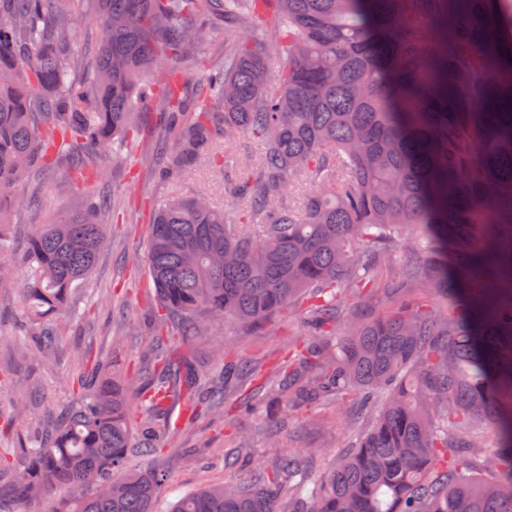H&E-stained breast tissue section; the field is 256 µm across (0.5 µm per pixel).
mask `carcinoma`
I'll use <instances>...</instances> for the list:
<instances>
[{
	"label": "carcinoma",
	"mask_w": 512,
	"mask_h": 512,
	"mask_svg": "<svg viewBox=\"0 0 512 512\" xmlns=\"http://www.w3.org/2000/svg\"><path fill=\"white\" fill-rule=\"evenodd\" d=\"M97 2L95 53L78 58L66 31L86 0H0V288L45 171L71 192L100 170L89 150L117 159L138 141L141 112L164 117L150 132L160 181L192 175L219 136L261 152L224 178V208L196 195L154 211L138 418L132 382L91 373L49 439L0 451V512L57 488L48 512H157L162 475L130 452L172 453L181 404L190 420L224 409V393L202 394L197 343L216 320L249 330L297 313L305 331L264 398L287 414L345 406L358 443L313 476L275 440L277 418L248 481L171 512H512V294L489 290L512 284V0ZM219 23L220 58L197 56ZM193 57L205 79L190 92ZM110 212L92 201L31 225L23 301L45 359ZM389 253L408 259L381 288ZM419 280L434 297L408 293ZM232 378L261 370L232 358ZM363 408L376 411L365 430Z\"/></svg>",
	"instance_id": "carcinoma-1"
}]
</instances>
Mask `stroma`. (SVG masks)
I'll return each mask as SVG.
<instances>
[{"mask_svg": "<svg viewBox=\"0 0 512 512\" xmlns=\"http://www.w3.org/2000/svg\"><path fill=\"white\" fill-rule=\"evenodd\" d=\"M151 164L149 142L141 140L127 162L116 164L111 156H103L101 179L63 197L46 190L36 208L21 216V223L39 222L62 208H82L89 197L112 187L124 198V211L111 236V246L81 285L80 311L55 320L61 338L45 362L24 363L18 357L19 349L31 341V327L20 288L27 268L26 243L21 238L14 243L10 260L13 280L10 287L0 288V447L28 444L40 436L63 407L83 394L80 378L91 373L96 364L116 362L124 376L137 369L140 350L149 337L143 317L152 293L143 268L137 267L134 258L145 250L151 206L174 196L202 192L215 207L224 205V175L209 163H201L193 175L178 182L150 178ZM301 329L295 319L245 333L236 321H220L215 325V336L196 347L198 367L207 374L209 384H223L221 353L226 350L273 374L278 359L288 351L290 333ZM238 401V392L228 389L223 412L203 413L183 425L172 440L173 455L152 461L132 457V465L149 464L165 474L161 488L164 501L174 502L206 484L247 476L251 464L268 445L272 411L247 412L239 408ZM336 413L335 406L322 404L291 415L280 444L303 454L308 469L324 472L353 442L345 429L321 424V417Z\"/></svg>", "mask_w": 512, "mask_h": 512, "instance_id": "1", "label": "stroma"}]
</instances>
